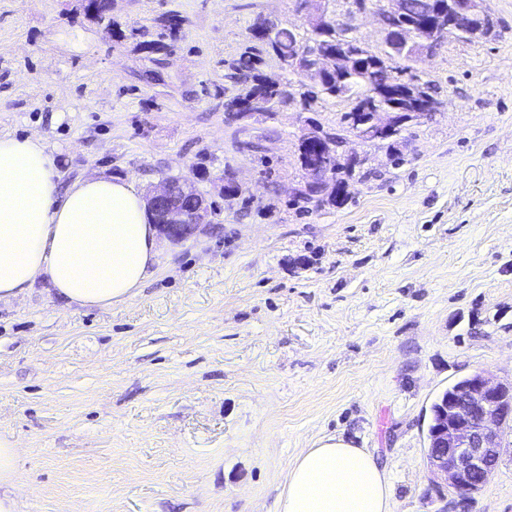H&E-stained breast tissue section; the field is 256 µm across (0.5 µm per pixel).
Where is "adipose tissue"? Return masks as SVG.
Masks as SVG:
<instances>
[{"label":"adipose tissue","instance_id":"ef3b65f1","mask_svg":"<svg viewBox=\"0 0 512 512\" xmlns=\"http://www.w3.org/2000/svg\"><path fill=\"white\" fill-rule=\"evenodd\" d=\"M158 233L134 182L98 176L60 188L35 137H0V299L45 281L70 305L132 298L158 263ZM278 512H392L385 468L367 449L330 438L288 470Z\"/></svg>","mask_w":512,"mask_h":512}]
</instances>
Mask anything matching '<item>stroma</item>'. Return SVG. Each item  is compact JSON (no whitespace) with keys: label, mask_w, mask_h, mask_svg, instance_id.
Here are the masks:
<instances>
[{"label":"stroma","mask_w":512,"mask_h":512,"mask_svg":"<svg viewBox=\"0 0 512 512\" xmlns=\"http://www.w3.org/2000/svg\"><path fill=\"white\" fill-rule=\"evenodd\" d=\"M370 50L375 0H328ZM488 39L415 66L443 103L407 127L405 160L367 158L340 208L299 212L298 138L350 101L244 120L229 61L297 80L252 28L309 36L297 0H0V136L41 138L60 187L170 175L214 201L206 228L159 243L160 271L109 308L37 282L0 301V435L19 452L0 495L17 512H276L296 456L336 437L385 465L392 512H454L427 469L429 409L480 371L512 380V0ZM182 28L154 52L160 19ZM234 172L240 195L224 194ZM467 512H512V431Z\"/></svg>","instance_id":"35a3bbf8"}]
</instances>
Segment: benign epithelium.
Listing matches in <instances>:
<instances>
[{"instance_id":"benign-epithelium-1","label":"benign epithelium","mask_w":512,"mask_h":512,"mask_svg":"<svg viewBox=\"0 0 512 512\" xmlns=\"http://www.w3.org/2000/svg\"><path fill=\"white\" fill-rule=\"evenodd\" d=\"M319 0H302L310 27L331 30L335 21L317 6ZM384 12V40L393 49L413 46L418 57L427 56L450 34L468 38H489L496 24L486 0H424L418 13L428 16L420 25L405 24L412 14L409 0H389ZM361 52L341 39L332 42L316 63L301 53L292 59L294 68L305 77L322 83L330 74L350 68ZM393 98L389 109L379 101ZM443 104L419 93L417 80L407 76L390 87L380 88L357 99L349 121L352 136L363 142L393 145L403 138L406 127L432 118ZM332 134L308 127L298 141L297 160L308 187L331 180L337 164ZM148 209L160 236L173 244L194 236L209 223L210 204L186 178L169 177L151 187L146 195ZM512 423V381L491 382L483 373L466 376V382L444 400V423L435 431L434 448L428 450L430 474L444 481L466 501L481 489L497 466L503 447L504 426Z\"/></svg>"}]
</instances>
